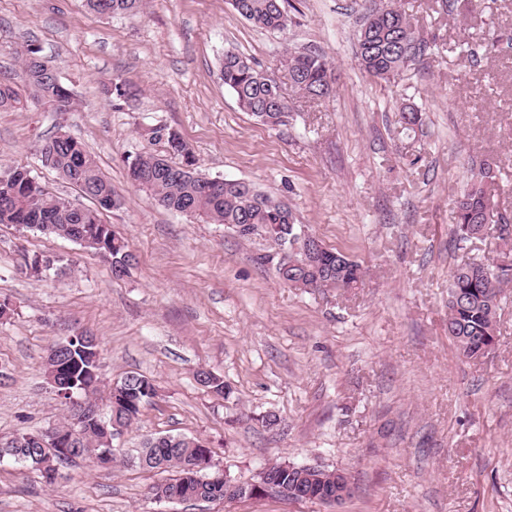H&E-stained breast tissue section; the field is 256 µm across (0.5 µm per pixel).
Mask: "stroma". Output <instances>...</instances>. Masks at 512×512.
I'll return each mask as SVG.
<instances>
[{"label": "stroma", "mask_w": 512, "mask_h": 512, "mask_svg": "<svg viewBox=\"0 0 512 512\" xmlns=\"http://www.w3.org/2000/svg\"><path fill=\"white\" fill-rule=\"evenodd\" d=\"M291 23L268 32L228 0H144L134 18H104L83 0H0V77L26 88L21 55L38 49L73 95L68 112L29 100L0 112V165L23 166L72 201L39 149L64 129L92 153L121 197L103 220L136 256L128 276L80 245L0 224V440L62 422L46 379L49 348L76 332L101 346L105 389L136 373L156 387L114 436L111 468L77 459L45 483L0 460V512H512V295L486 360L448 338V273L495 255L497 233L458 241L454 203L472 168L494 164V201L512 217V0H398L424 50L390 82L362 69L356 30L366 0H288ZM234 50L260 65L294 106L267 126L240 109L220 63ZM322 53L329 98L292 87L286 50ZM123 84L127 98L107 95ZM424 110L406 134L398 114ZM175 128L210 177L277 197L325 246L359 261L354 289L304 292L258 262L263 234L243 238L165 209L127 178L137 153H164L151 127ZM55 257L41 277L25 257ZM224 379L230 397L200 386ZM279 423L262 424L264 414ZM197 438L212 468L249 484L275 462L348 474L342 505L278 496L171 503L152 488L175 470L135 464L145 439Z\"/></svg>", "instance_id": "stroma-1"}]
</instances>
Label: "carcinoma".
<instances>
[{
    "instance_id": "carcinoma-1",
    "label": "carcinoma",
    "mask_w": 512,
    "mask_h": 512,
    "mask_svg": "<svg viewBox=\"0 0 512 512\" xmlns=\"http://www.w3.org/2000/svg\"><path fill=\"white\" fill-rule=\"evenodd\" d=\"M143 0H86L88 8L101 16L134 15ZM284 0H231L233 9L255 26L281 32L288 28L290 16ZM363 71L370 77L388 82L422 52L423 45L416 36L410 19L396 0H378L363 15L356 31ZM293 67L288 76L293 87L307 98L321 99L330 94L333 83L332 63L321 53H288ZM23 65L32 98L45 100L56 106V111L67 112L72 104L71 91L57 85V76L37 56L34 48L24 52ZM224 87L236 96L239 107L264 124L271 126L288 123V112L282 110L270 95L260 77L258 66L238 53L227 50L221 66ZM25 99L7 81L0 80V110L24 104ZM401 127L413 131L423 123L420 110L406 108L400 113ZM150 138L166 145L167 154L143 151L128 166V177L140 174L134 183L139 190L152 196L165 208L199 218L209 224H224L238 230L242 225L258 226L274 242L293 245L302 233L290 208L279 199L263 193L252 183L227 179L217 190H210L205 177L195 168L192 146L173 128L160 124L150 129ZM43 166L74 185L79 192L88 193L96 207L80 206L51 192L31 176L24 167L0 168V224H16L46 235H53L79 243L86 249L111 261L117 277L125 275L135 260L125 240L112 226L101 219V211L121 204L112 182L102 173L85 147L65 132H58L45 141L40 149ZM180 158L175 162L170 156ZM491 164H480L476 180L456 201V224L450 233L459 241L479 238L508 223V218L485 204L483 185L494 182ZM502 245L495 256L479 261H465L453 267L448 278V336L456 350L468 358L483 347L497 343L498 311L504 298V288L512 282L497 273L495 261L512 259V238L500 233ZM321 276L315 277L310 268L275 267L278 278L299 290L320 288H356L362 280L361 266L349 255L323 248L319 258ZM100 348L98 338L87 335L76 338L57 353L60 362L70 367L62 378L59 391L84 396L97 390L98 382L79 370ZM205 376L206 388L218 395L230 394L224 380L215 374L200 370ZM156 395L154 384L139 374H128L111 387L106 413L90 418L78 426L71 419L50 432L65 440L72 433L79 438L74 444L81 455L92 457L105 467L115 460V454L99 455L100 439L118 428L126 429L136 419L141 407ZM49 442L44 433L21 432L5 443L7 455L33 468L46 461L43 443ZM211 456L210 448L196 438L163 435L144 442L139 456L143 468L167 470L174 468L178 477L153 487L155 499L168 492L177 493L192 501L224 499V483L213 480L214 474L193 468L201 457ZM283 481L305 495L329 489L321 480L295 483L289 473H280Z\"/></svg>"
}]
</instances>
